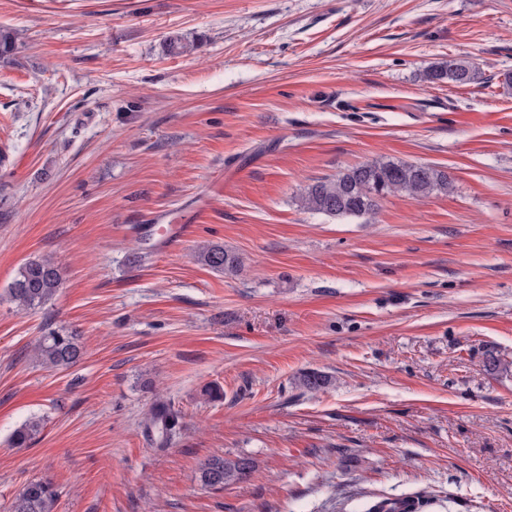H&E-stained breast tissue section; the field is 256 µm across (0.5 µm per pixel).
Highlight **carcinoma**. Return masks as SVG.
<instances>
[{"instance_id":"obj_1","label":"carcinoma","mask_w":512,"mask_h":512,"mask_svg":"<svg viewBox=\"0 0 512 512\" xmlns=\"http://www.w3.org/2000/svg\"><path fill=\"white\" fill-rule=\"evenodd\" d=\"M17 33L0 26V58L14 54ZM431 81L449 80L459 84L474 83L480 78L479 68L464 61L449 60L431 66L426 71ZM453 188L448 172L436 166L405 161L373 160L351 167L330 178H321L304 187L301 205L314 213L336 219L360 218L375 214L379 201L389 194L400 193L410 198L431 194H446ZM201 260L216 270L234 269L239 258L222 247H205L199 253ZM62 285L59 266L49 257L26 261L18 271L9 294L21 311H28L48 303ZM35 358L50 369H66L81 361L86 354L79 338L64 330L50 331L39 337L33 346ZM330 379L319 371H307L299 377V384L310 392H317ZM150 421L166 440L178 423L177 413L166 410L155 412ZM43 428L40 418H30L17 428L10 438L15 448H26ZM253 469V461L245 455L233 458L214 457L199 469V481L209 489H222L245 479ZM57 491L47 478L29 480L16 495L10 512H54ZM434 502V496L423 493L404 502L382 499L370 505L366 512H424Z\"/></svg>"}]
</instances>
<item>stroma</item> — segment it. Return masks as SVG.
<instances>
[{"mask_svg": "<svg viewBox=\"0 0 512 512\" xmlns=\"http://www.w3.org/2000/svg\"><path fill=\"white\" fill-rule=\"evenodd\" d=\"M0 25V512L40 477L54 512H512V0H0ZM451 58L481 81L428 83ZM381 158L454 189L303 209ZM149 221L197 227L163 254ZM41 256L63 284L18 310ZM51 329L84 360L36 361ZM237 455L249 477L201 485ZM201 260L209 267L216 270L234 269L239 265V258L224 250L223 247H205L199 253ZM59 266L49 257L26 261L18 271L9 294L21 311H28L48 303L62 285ZM42 428V419L36 417L28 419L11 435V445L14 448H27ZM252 469L253 461L245 455L214 457L199 469V481L209 489H224L226 485L245 479ZM404 502H391V500L382 499L374 502L365 511L366 512H422L431 506L434 502V496L430 493L424 492L423 494L415 497L406 498ZM401 506H404L401 508Z\"/></svg>", "mask_w": 512, "mask_h": 512, "instance_id": "stroma-1", "label": "stroma"}]
</instances>
